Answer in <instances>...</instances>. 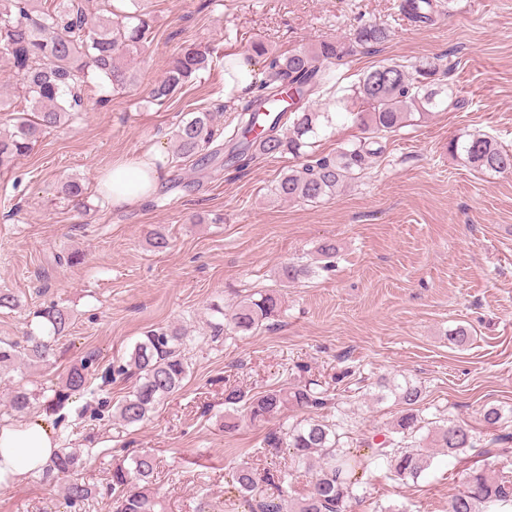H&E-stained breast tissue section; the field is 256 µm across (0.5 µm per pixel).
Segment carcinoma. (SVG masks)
Masks as SVG:
<instances>
[{
    "label": "carcinoma",
    "mask_w": 512,
    "mask_h": 512,
    "mask_svg": "<svg viewBox=\"0 0 512 512\" xmlns=\"http://www.w3.org/2000/svg\"><path fill=\"white\" fill-rule=\"evenodd\" d=\"M128 9L117 10L112 0H100L98 11H88L86 0H0V54L16 78L13 93L0 95V112L14 114L12 130L0 133V168L10 167L27 155L48 129L67 124L82 111L81 87L98 81L100 87L122 89L135 81L127 58L138 52L152 34V19L144 0H127ZM401 10L422 23L433 20L436 0H402ZM389 38V30L379 24H363L343 39L323 41L288 55H278L256 41L252 55L267 61L263 77L254 82L255 92L228 109L224 128L215 124L207 109L191 113L174 134L175 162L194 160L219 137L231 146L229 161L241 167L260 156L289 153L305 157L300 169H291L275 186V194L285 201H316L348 185L383 153L382 140L400 129L414 114L450 107L458 102L448 96V70L434 61L405 63L391 60L371 67L358 81L335 98L338 113L350 116L362 136L336 150L334 156L315 154L313 138L323 124H332L329 112L312 109L314 99L327 91L331 77L324 64L340 61L355 49L372 51ZM208 51L188 48L175 57L163 79L150 91V98L162 103L189 80L212 69ZM24 103L17 109L16 102ZM451 153L458 151L471 167L502 173L512 170V152L485 134L473 135L464 143L451 142ZM58 194L79 198L84 186L78 180H65ZM307 264H285L278 270L283 285L309 276ZM281 308V297L264 292L244 298L229 311L217 307L225 327L246 334L272 319ZM48 325V335L29 332L21 340H0V378L5 372L45 362L54 353L58 338L71 325L70 311L51 305L39 312ZM184 336L177 329L147 332L136 343L120 374L136 376L133 390L117 408L119 417L136 424L149 419L162 401L178 392L189 373L183 350ZM88 362L73 366L65 386L76 394L84 390ZM402 405L405 413L380 441L367 444V450L347 448L340 443V425L320 416L300 421H282L264 438L266 448H290L297 462L313 472L309 494L298 499L291 512H347L358 499L363 477L384 466L401 481H417L432 463V455L419 436L423 429L433 435L435 447L457 457L475 447L476 435L466 424L450 419L442 423L426 421L419 414L422 401L419 386L406 381L383 384ZM9 406L16 412L34 407L40 394L17 383L10 388ZM332 398L311 387H280L250 395L230 387L224 390V403L238 406L252 421L268 422L290 408L323 410ZM81 455L75 448H60L42 468V477L68 478L65 503L73 507L98 494L95 487L75 478ZM157 463L153 455L141 452L121 460L112 468V498L115 512H162L153 491ZM233 482L249 512H284L272 500L257 499L258 477L251 467L240 465ZM448 512H512V479L493 477L480 469L469 472L466 488L448 503Z\"/></svg>",
    "instance_id": "1"
}]
</instances>
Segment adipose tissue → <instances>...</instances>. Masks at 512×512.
<instances>
[{"label":"adipose tissue","mask_w":512,"mask_h":512,"mask_svg":"<svg viewBox=\"0 0 512 512\" xmlns=\"http://www.w3.org/2000/svg\"><path fill=\"white\" fill-rule=\"evenodd\" d=\"M159 151L150 149L140 157L113 163L94 183L96 194L113 206L141 200L156 190L162 174L154 165ZM53 428L40 415L0 425V488L24 483L56 452Z\"/></svg>","instance_id":"ef3b65f1"}]
</instances>
